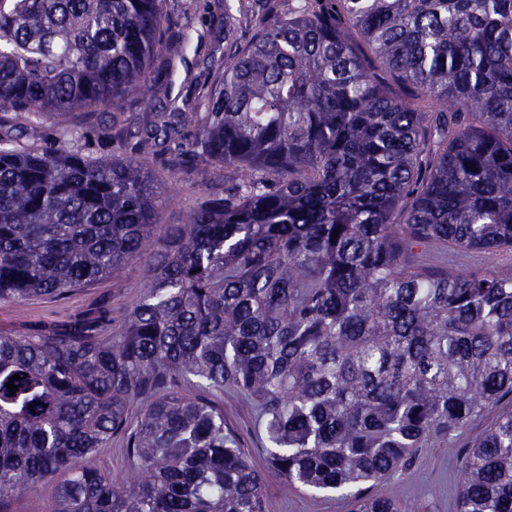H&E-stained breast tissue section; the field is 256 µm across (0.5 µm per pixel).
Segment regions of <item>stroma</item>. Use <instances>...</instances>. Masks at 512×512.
Returning <instances> with one entry per match:
<instances>
[{
    "label": "stroma",
    "mask_w": 512,
    "mask_h": 512,
    "mask_svg": "<svg viewBox=\"0 0 512 512\" xmlns=\"http://www.w3.org/2000/svg\"><path fill=\"white\" fill-rule=\"evenodd\" d=\"M168 8L178 24L192 26L203 32L207 47L224 48V30L220 25V0H169ZM179 74L176 84H169L167 71ZM157 94L174 91L194 98L195 83L201 74L193 54L166 62L156 55L150 64ZM147 105L131 101L126 105L127 125L113 124L111 115L76 113V131L56 127L51 121L34 117L23 129L22 146L37 147L54 144L94 158L132 160L146 166L161 190L157 219L162 224L181 223L185 214L205 192L224 187V169L214 165L187 172L136 149L127 134L128 127L142 124ZM146 280L142 265L126 267L114 279H101L78 289L67 299H46L22 302H0V333L26 334L35 329L50 328L67 322L74 314L95 309L111 310L120 318L139 298ZM403 502L407 512H457L460 482V459L453 448L420 449L411 465L401 472ZM266 495L269 512H351L350 501L338 493H295L285 491L281 481L268 477Z\"/></svg>",
    "instance_id": "obj_1"
}]
</instances>
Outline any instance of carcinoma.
Masks as SVG:
<instances>
[{
    "label": "carcinoma",
    "instance_id": "1",
    "mask_svg": "<svg viewBox=\"0 0 512 512\" xmlns=\"http://www.w3.org/2000/svg\"><path fill=\"white\" fill-rule=\"evenodd\" d=\"M163 48L209 75L189 138ZM128 98L139 148L224 166L181 224L142 166L17 140ZM0 113V302L147 271L118 322L0 334V512L53 478L52 512H268L269 473L402 512L418 449L492 411L459 507L512 512V264L454 268L512 249V0H224L218 60L166 0H0ZM112 447L119 481L87 465ZM505 262H512V251L471 253L458 263L457 270L492 268ZM224 416L239 431L245 440L252 461L257 466H262L264 456L258 449V442L254 434L253 421L245 409L240 408L235 402L224 398Z\"/></svg>",
    "mask_w": 512,
    "mask_h": 512
}]
</instances>
